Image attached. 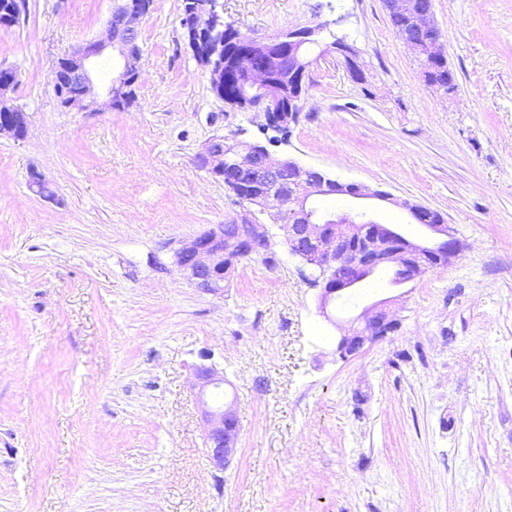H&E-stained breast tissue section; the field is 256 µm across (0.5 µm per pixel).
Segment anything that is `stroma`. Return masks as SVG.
<instances>
[{
  "instance_id": "obj_1",
  "label": "stroma",
  "mask_w": 512,
  "mask_h": 512,
  "mask_svg": "<svg viewBox=\"0 0 512 512\" xmlns=\"http://www.w3.org/2000/svg\"><path fill=\"white\" fill-rule=\"evenodd\" d=\"M27 4L0 28L29 124L0 139V512H512V0H434L448 97L383 0H224L242 34L324 23L359 52L361 82L310 50L275 154L437 210L464 244L405 285L376 274L326 318L284 244L220 297L173 267L179 241L240 213L198 167L204 144L263 138L212 92L181 0L140 25L134 105L95 112L61 109L53 71L103 37L113 0ZM386 297L398 331L339 358L338 326ZM200 363L223 371L240 429L221 471Z\"/></svg>"
}]
</instances>
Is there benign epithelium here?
<instances>
[{
    "mask_svg": "<svg viewBox=\"0 0 512 512\" xmlns=\"http://www.w3.org/2000/svg\"><path fill=\"white\" fill-rule=\"evenodd\" d=\"M220 0H208L200 9L195 0H183L181 26L197 60L207 66L212 92L224 99V72L235 70L244 106L263 115L262 127L274 132L269 142L280 141L290 110L300 109L302 90L310 61L306 45L321 43L327 25L290 28L274 37L249 38L254 51L229 53L230 26L218 11ZM389 18L397 21L395 30L415 55L428 84L447 95L457 92L451 79H440L433 64L445 62L442 32L435 21L433 0H383ZM152 0H119L112 12L103 39L88 41L58 58L54 71V92L59 107L104 106L125 109L133 105V86L142 71L139 27L150 13ZM117 51L112 79L105 93L96 91L91 67L107 47ZM334 51L349 72L361 70L358 52L344 41L324 44L322 52ZM11 85L0 84V136L22 140L28 132L27 113L11 102ZM198 167L216 179L226 181L239 173H250L254 182L241 185L238 204L257 208L278 224L291 255L301 263L302 276L320 288V308L351 288L359 287L379 271H406L416 279L427 270L445 266L463 250L457 231L440 214L408 199L362 183H343L322 170L303 165L293 158H277L264 146L219 135L209 140L197 157ZM339 196L347 201L342 213L315 217L313 205L319 199ZM386 202L404 209L412 221L423 227L426 237L413 241L389 224L370 218L374 205ZM228 235L217 224L184 240L174 252L177 270L200 290L220 296L224 282L243 257H267L271 235L268 225L244 219L233 223ZM360 326L340 335L336 353L345 359L367 344L385 338L399 324L383 299L363 307ZM195 382L202 396L201 415L206 426L210 462L224 469L236 452L239 426L232 405H210L203 396L218 389L224 376L216 366L195 367Z\"/></svg>",
    "mask_w": 512,
    "mask_h": 512,
    "instance_id": "benign-epithelium-1",
    "label": "benign epithelium"
}]
</instances>
